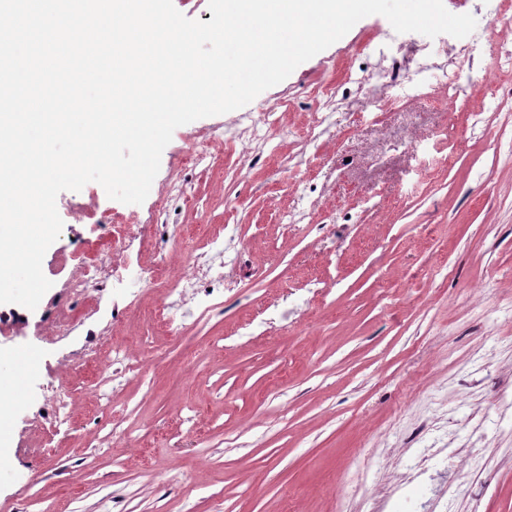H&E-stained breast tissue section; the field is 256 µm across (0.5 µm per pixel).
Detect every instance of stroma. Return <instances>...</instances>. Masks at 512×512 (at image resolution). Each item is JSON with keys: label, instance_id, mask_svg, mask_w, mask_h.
I'll return each instance as SVG.
<instances>
[{"label": "stroma", "instance_id": "35a3bbf8", "mask_svg": "<svg viewBox=\"0 0 512 512\" xmlns=\"http://www.w3.org/2000/svg\"><path fill=\"white\" fill-rule=\"evenodd\" d=\"M387 24L367 16L250 104L178 127L142 204L58 195L83 221L44 255L50 290L33 310L0 304V351L22 367L0 512H512V71L494 38L452 106L433 83L362 113L320 106L395 54ZM245 127L267 140L251 166ZM414 133L425 153L403 150ZM192 141L214 166H182ZM177 173L167 221L189 232L169 246L223 238L221 303L167 330L113 315L128 288L72 300L64 257L133 214L145 234ZM297 208L311 218L289 223ZM65 303L75 331L41 340ZM140 337L164 365L98 399L84 361ZM62 384L80 388L66 430L47 412Z\"/></svg>", "mask_w": 512, "mask_h": 512}]
</instances>
